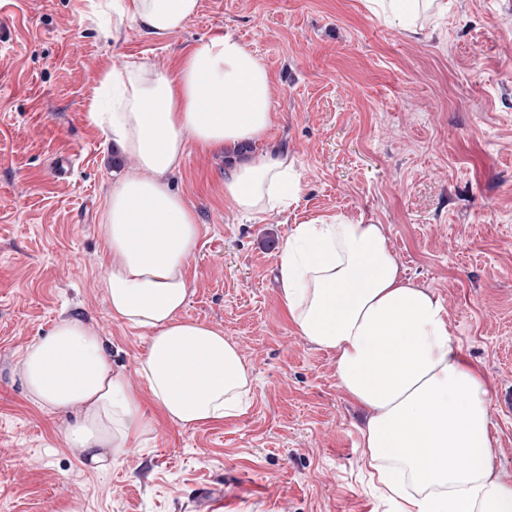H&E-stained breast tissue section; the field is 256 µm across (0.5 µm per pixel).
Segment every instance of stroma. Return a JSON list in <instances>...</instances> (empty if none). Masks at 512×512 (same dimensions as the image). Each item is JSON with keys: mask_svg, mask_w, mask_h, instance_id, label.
Here are the masks:
<instances>
[{"mask_svg": "<svg viewBox=\"0 0 512 512\" xmlns=\"http://www.w3.org/2000/svg\"><path fill=\"white\" fill-rule=\"evenodd\" d=\"M95 0H0V512H391L361 469L365 413L335 355L285 318L277 256L296 224H383L405 276L441 297L489 385L494 474L512 481V0H447L417 33L366 0H200L164 38ZM232 29L266 65L278 118L256 151L288 150L302 191L259 222L224 202V156L189 145L172 185L202 227L185 318L223 330L251 372L244 414L183 429L157 416L99 472L68 448V415L33 403L20 362L61 319L85 322L115 369L147 336L101 286L102 204L125 161L89 120L111 66L168 67ZM67 161L58 180L52 168Z\"/></svg>", "mask_w": 512, "mask_h": 512, "instance_id": "obj_1", "label": "stroma"}]
</instances>
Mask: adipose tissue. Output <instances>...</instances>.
I'll list each match as a JSON object with an SVG mask.
<instances>
[{"instance_id":"1","label":"adipose tissue","mask_w":512,"mask_h":512,"mask_svg":"<svg viewBox=\"0 0 512 512\" xmlns=\"http://www.w3.org/2000/svg\"><path fill=\"white\" fill-rule=\"evenodd\" d=\"M393 28L445 10L444 0H367ZM199 0H112V11L156 37L184 27ZM110 107L89 117L129 160L112 183L99 231L109 260L101 286L112 314L147 334L139 392L113 368L98 334L59 320L21 357L34 402L73 412L69 448L98 471L151 431V400L184 429L245 412L251 374L222 330L185 319L189 260L200 239L195 212L171 188L188 142L224 150V198L256 219L297 200L294 157L236 158L276 118L263 62L230 30L185 50L173 71L129 60L105 71ZM280 300L296 332L335 354L336 378L368 413L360 460L395 512H512V483L493 474L487 384L463 356L449 313L431 289L406 279L381 224L333 214L296 226L277 258Z\"/></svg>"}]
</instances>
